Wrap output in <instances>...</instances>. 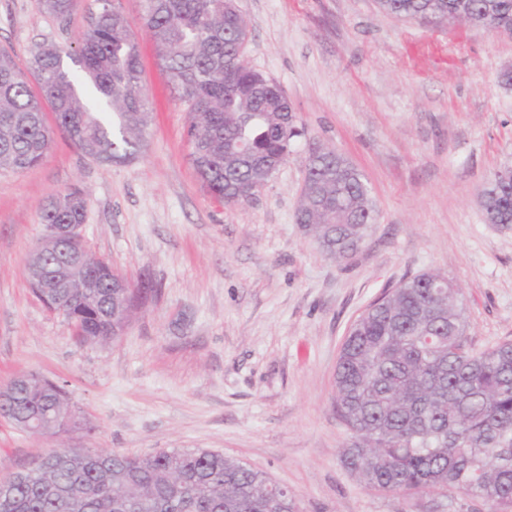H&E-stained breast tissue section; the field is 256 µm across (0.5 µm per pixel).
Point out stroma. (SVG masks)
I'll list each match as a JSON object with an SVG mask.
<instances>
[{"mask_svg":"<svg viewBox=\"0 0 512 512\" xmlns=\"http://www.w3.org/2000/svg\"><path fill=\"white\" fill-rule=\"evenodd\" d=\"M250 66L286 95L303 134L256 198L227 205L188 162L187 106L142 29L134 35L153 119L141 155L99 165L55 135L45 160L0 172V385L33 372L64 385L94 430L32 436L0 420V480L48 449L143 455L205 449L288 487L299 512H448L445 497L364 485L340 461L350 442L334 376L351 323L402 279L429 270L459 287L468 337L512 340V224L487 223L479 192L512 162V32L429 24L376 0H236ZM38 0H0V48L77 40ZM364 176L379 213L347 259L295 220L311 145ZM78 188L90 253L156 295L106 344L76 342L32 292L26 260L48 198Z\"/></svg>","mask_w":512,"mask_h":512,"instance_id":"35a3bbf8","label":"stroma"}]
</instances>
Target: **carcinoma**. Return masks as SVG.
Segmentation results:
<instances>
[{"mask_svg":"<svg viewBox=\"0 0 512 512\" xmlns=\"http://www.w3.org/2000/svg\"><path fill=\"white\" fill-rule=\"evenodd\" d=\"M97 12L75 45L42 41L27 71L0 49V171L41 164L54 129L101 164L134 159L152 108L142 86L131 25L114 0ZM81 0H40L66 22ZM390 15L424 23L465 22L512 30V0H378ZM141 24L176 97L189 105V160L207 191L245 203L263 187L302 131L280 89L244 63L245 22L234 0H142ZM36 86H31L27 75ZM94 89L98 104L82 91ZM56 127L45 121V107ZM480 204L489 224H512V166L488 181ZM79 189L51 196L41 222L82 224ZM295 218L336 260L351 256L377 222L362 174L335 150L314 146ZM126 278L94 260L72 288H38L46 307L75 320L74 339L119 338L137 306ZM458 287L439 272L402 281L371 303L342 344L335 374L337 412L351 432L343 466L369 489L411 496L420 490L512 509V341L481 352L467 344ZM0 412L62 426L72 414L59 383L30 375ZM271 482L208 450L130 456L89 448H53L0 482V512H287Z\"/></svg>","mask_w":512,"mask_h":512,"instance_id":"cac0c4a2","label":"carcinoma"}]
</instances>
